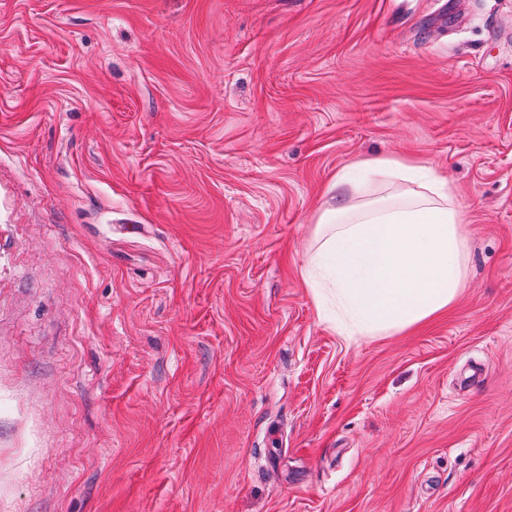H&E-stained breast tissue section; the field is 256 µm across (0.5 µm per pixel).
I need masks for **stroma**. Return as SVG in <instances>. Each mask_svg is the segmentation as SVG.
<instances>
[{"label": "stroma", "instance_id": "35a3bbf8", "mask_svg": "<svg viewBox=\"0 0 512 512\" xmlns=\"http://www.w3.org/2000/svg\"><path fill=\"white\" fill-rule=\"evenodd\" d=\"M407 155L467 285L349 340L319 210ZM0 512H512V0H0Z\"/></svg>", "mask_w": 512, "mask_h": 512}]
</instances>
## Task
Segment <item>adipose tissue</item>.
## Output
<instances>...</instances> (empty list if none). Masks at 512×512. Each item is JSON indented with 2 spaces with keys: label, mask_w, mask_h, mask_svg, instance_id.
<instances>
[{
  "label": "adipose tissue",
  "mask_w": 512,
  "mask_h": 512,
  "mask_svg": "<svg viewBox=\"0 0 512 512\" xmlns=\"http://www.w3.org/2000/svg\"><path fill=\"white\" fill-rule=\"evenodd\" d=\"M327 194L304 280L340 335L402 333L456 302L469 246L451 182L417 159L361 158Z\"/></svg>",
  "instance_id": "1"
}]
</instances>
